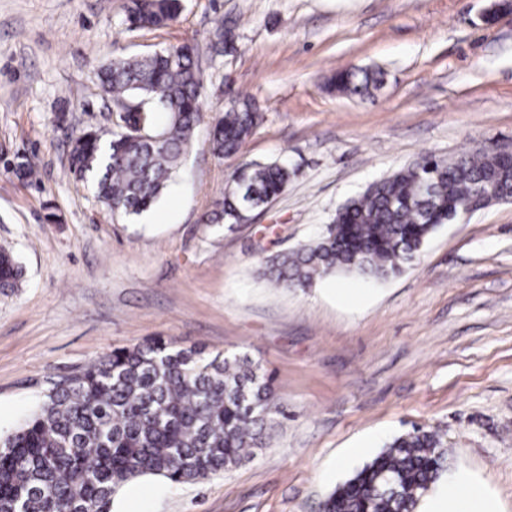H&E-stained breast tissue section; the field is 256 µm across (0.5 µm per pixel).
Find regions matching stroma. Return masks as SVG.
<instances>
[{
	"label": "stroma",
	"instance_id": "obj_1",
	"mask_svg": "<svg viewBox=\"0 0 512 512\" xmlns=\"http://www.w3.org/2000/svg\"><path fill=\"white\" fill-rule=\"evenodd\" d=\"M125 5L0 0V250L23 270L0 288V433L49 380L160 337L247 354L283 414L223 474L134 479L137 512H322L416 426L448 448L436 488L464 468L512 512V202L442 225L384 282L334 274L302 290L260 274L424 155L512 147V0H182L160 30L129 29ZM220 23L233 40L218 53ZM183 42L204 76L193 144L150 211L112 217L70 174L69 143L111 124L97 79L109 59ZM351 68L381 70V85L365 97L328 87ZM238 94L262 120L220 159L211 125ZM272 161L292 173L284 193L250 223H204L237 168Z\"/></svg>",
	"mask_w": 512,
	"mask_h": 512
}]
</instances>
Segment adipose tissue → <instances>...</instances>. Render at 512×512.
<instances>
[{"label":"adipose tissue","instance_id":"obj_1","mask_svg":"<svg viewBox=\"0 0 512 512\" xmlns=\"http://www.w3.org/2000/svg\"><path fill=\"white\" fill-rule=\"evenodd\" d=\"M422 512H500V506L487 478L461 469L451 476L446 490L427 500Z\"/></svg>","mask_w":512,"mask_h":512}]
</instances>
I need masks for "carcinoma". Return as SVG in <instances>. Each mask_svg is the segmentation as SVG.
Listing matches in <instances>:
<instances>
[{
  "instance_id": "cac0c4a2",
  "label": "carcinoma",
  "mask_w": 512,
  "mask_h": 512,
  "mask_svg": "<svg viewBox=\"0 0 512 512\" xmlns=\"http://www.w3.org/2000/svg\"><path fill=\"white\" fill-rule=\"evenodd\" d=\"M182 0H129L125 22L157 30L176 22ZM121 112L112 132L70 141L69 169L119 217L150 209L176 176L201 119L203 74L189 43L147 56H115L99 72ZM381 82L368 70H339L330 85L364 95ZM243 96L210 133L219 157L240 152L261 121ZM291 172L277 163L242 166L207 224H234L237 211L278 197ZM512 197V158L482 148L452 160L427 155L373 183L336 211L326 232L268 259L263 276L283 288L352 273L381 282L415 261L438 226L464 205ZM21 275L0 253V286ZM279 410L246 354L147 340L105 353L52 384L12 433L0 437V512H111L119 486L145 475L199 481L239 464L264 444ZM448 449L434 431L397 437L333 490L323 512H415L445 471Z\"/></svg>"
}]
</instances>
